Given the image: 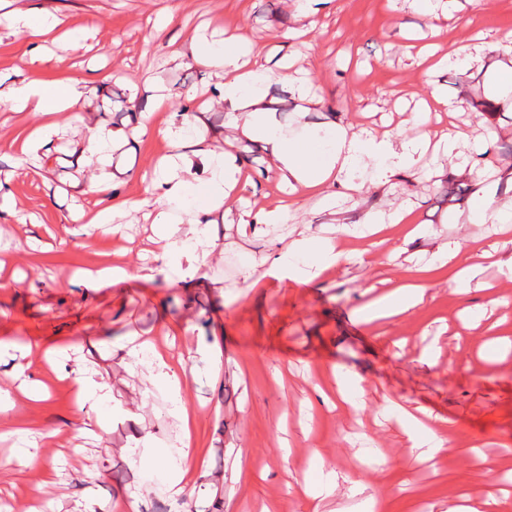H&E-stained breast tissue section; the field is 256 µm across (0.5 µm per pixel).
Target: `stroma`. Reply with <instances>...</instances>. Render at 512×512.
Wrapping results in <instances>:
<instances>
[{
	"mask_svg": "<svg viewBox=\"0 0 512 512\" xmlns=\"http://www.w3.org/2000/svg\"><path fill=\"white\" fill-rule=\"evenodd\" d=\"M11 8L61 12L69 27L56 40L35 44L0 27V89L19 77L46 82L87 80L79 117L49 123L40 112L0 104V171L13 175L10 205L24 223L0 226V241L16 249L0 268V389L14 402V430L33 432L36 465L19 455L14 435L0 439V512H128L119 495H138L139 512L164 502L170 512H308L297 489L304 477L332 483L318 497L319 512H446L469 495L481 502L512 472V351L500 355L498 374L471 371L478 344L512 336V279L483 262L470 291L458 294L440 277L429 301L393 320L364 321L360 307L391 289L396 264H423L437 247L457 241L476 249L507 240L494 222L470 223L481 194L512 210V96L498 97L492 82L512 67L500 43L512 31V0H441L436 16L411 0H323L312 20L294 0H11ZM173 13L162 37L150 39L158 16ZM440 33L431 36V23ZM237 34L262 43L267 68L288 61L291 83L271 88L272 119L298 133L333 121L352 131L405 139L428 132L439 138L483 123L488 145L469 153L466 167L440 150L416 167L376 178L357 169L369 191L337 196L325 207L319 194L288 195L260 140L234 139L216 97L219 76L199 66L195 40L222 42ZM487 43L480 62L440 67L424 75L418 46L436 56L473 38ZM176 90L172 113L202 112L209 149L237 156L249 174L227 202L220 229L222 254L194 279L174 273L178 256L154 261L149 208L130 210L114 223L80 231L72 217L94 208L77 182L100 171L83 150L89 127L127 132L109 151L124 173L120 199L148 197L155 161L168 151L160 137L133 135L147 106L146 87ZM448 105L435 102L436 89ZM465 183L464 197L452 195ZM287 204L283 222L240 226L244 210ZM347 225L361 237L350 262L306 283L281 275L244 289L254 263L274 260L303 236H329ZM112 262L145 267L149 278L89 290L73 271ZM508 296L505 305L494 297ZM483 315L467 336L455 337L464 308ZM166 344L179 390L153 382L151 349L135 360L119 355L129 337ZM54 349L66 370L106 382L112 429L103 438H77L80 419L69 381L41 357ZM46 386L31 402L15 377ZM362 377L363 409L337 408L332 371ZM452 420L450 447L416 462L411 442L383 411L384 395ZM188 407L194 425L182 432L174 415ZM189 444L202 475L190 504L172 501L167 480ZM325 460L315 469L316 457ZM393 468H386V461Z\"/></svg>",
	"mask_w": 512,
	"mask_h": 512,
	"instance_id": "35a3bbf8",
	"label": "stroma"
}]
</instances>
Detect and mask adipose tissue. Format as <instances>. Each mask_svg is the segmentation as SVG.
I'll use <instances>...</instances> for the list:
<instances>
[{
    "label": "adipose tissue",
    "instance_id": "ef3b65f1",
    "mask_svg": "<svg viewBox=\"0 0 512 512\" xmlns=\"http://www.w3.org/2000/svg\"><path fill=\"white\" fill-rule=\"evenodd\" d=\"M9 21L15 32L36 41L69 25L63 15L20 9L10 13ZM262 54L260 45L240 38L201 46L194 59L222 77L220 99L229 117L230 129L240 137L257 138L266 143L280 180L292 192L321 193L339 185L361 194L366 185L352 179L354 166L367 159L373 160L379 176L386 177L411 168L417 156L424 152L427 141L423 138L397 142L389 135L379 138L366 130L352 133L345 127L335 126L324 140L313 131L296 135L275 125L267 115L268 94L272 85L287 79L288 67L282 64L274 71L261 67ZM89 90V84L79 80L51 85L25 78L1 91L0 103L15 111L66 116L77 111ZM191 126V121L185 119L158 128L157 133L167 142L169 153L162 162V179L154 185L146 203L157 212V259H166L176 251L189 268L196 270L205 266L217 251L219 212L229 190L240 182L242 167L229 154L221 159L210 158L211 176L206 195L201 199L195 197L197 151L188 134ZM122 176V171L115 170L94 176L83 185V192L92 194L99 205L98 210L87 215L89 224L97 227L108 223ZM189 211L195 213L196 219L187 233H179L181 217ZM347 258L337 237L301 238L279 257L276 266L296 275L310 270L318 276ZM480 258L477 250L458 242L446 243L439 248L433 263L407 269L397 277L391 290L362 306L360 313L369 322L405 315L425 302L442 272L472 279L480 268ZM72 383L78 391L81 411L93 416L99 429H107L110 420L102 409L109 397L107 385L82 371L74 374ZM403 421L417 447L431 454L445 451L446 419L430 415L422 421L407 413Z\"/></svg>",
    "mask_w": 512,
    "mask_h": 512
}]
</instances>
